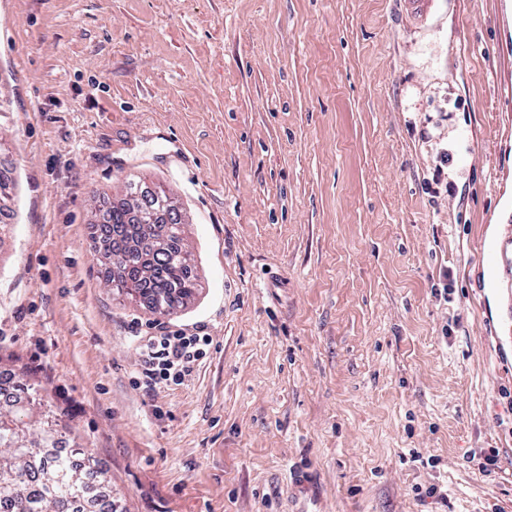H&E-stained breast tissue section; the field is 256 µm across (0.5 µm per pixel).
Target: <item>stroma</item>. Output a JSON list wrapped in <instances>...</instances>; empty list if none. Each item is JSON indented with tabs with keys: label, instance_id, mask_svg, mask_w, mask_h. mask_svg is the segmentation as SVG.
<instances>
[{
	"label": "stroma",
	"instance_id": "35a3bbf8",
	"mask_svg": "<svg viewBox=\"0 0 512 512\" xmlns=\"http://www.w3.org/2000/svg\"><path fill=\"white\" fill-rule=\"evenodd\" d=\"M0 365L121 512H512V0H0ZM170 191L200 294H117L99 214ZM207 357L140 385L136 337ZM494 465H486V456ZM288 503L291 512H319L322 491L308 472L293 469L288 473Z\"/></svg>",
	"mask_w": 512,
	"mask_h": 512
}]
</instances>
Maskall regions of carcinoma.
<instances>
[{
  "label": "carcinoma",
  "instance_id": "carcinoma-1",
  "mask_svg": "<svg viewBox=\"0 0 512 512\" xmlns=\"http://www.w3.org/2000/svg\"><path fill=\"white\" fill-rule=\"evenodd\" d=\"M170 200L160 187L140 193L138 202L159 207ZM112 236L100 252V261L120 264L122 273L114 288L126 298L168 312L185 306L196 295L199 284L191 275L194 258L182 251L184 225L171 220L159 224L168 243L139 249L131 232L132 209L123 201L112 206L107 217ZM15 401L30 399L34 385L25 372L12 373ZM57 442L50 428H29L17 414L0 411V512H118L114 496L98 498L93 488L108 487L107 472L78 466L69 454H47Z\"/></svg>",
  "mask_w": 512,
  "mask_h": 512
}]
</instances>
